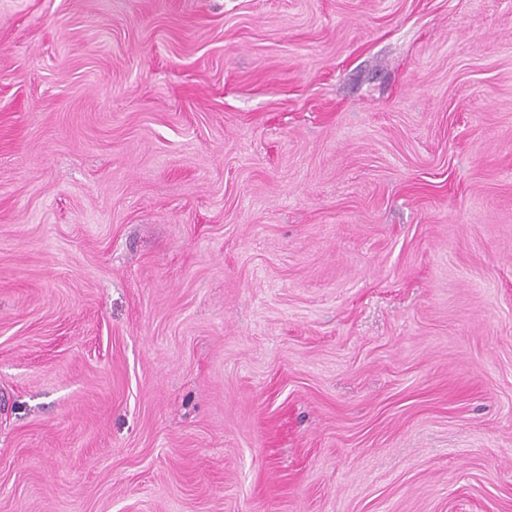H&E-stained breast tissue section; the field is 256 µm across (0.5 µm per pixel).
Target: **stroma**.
<instances>
[{
    "mask_svg": "<svg viewBox=\"0 0 512 512\" xmlns=\"http://www.w3.org/2000/svg\"><path fill=\"white\" fill-rule=\"evenodd\" d=\"M0 512H512V0H0Z\"/></svg>",
    "mask_w": 512,
    "mask_h": 512,
    "instance_id": "obj_1",
    "label": "stroma"
}]
</instances>
